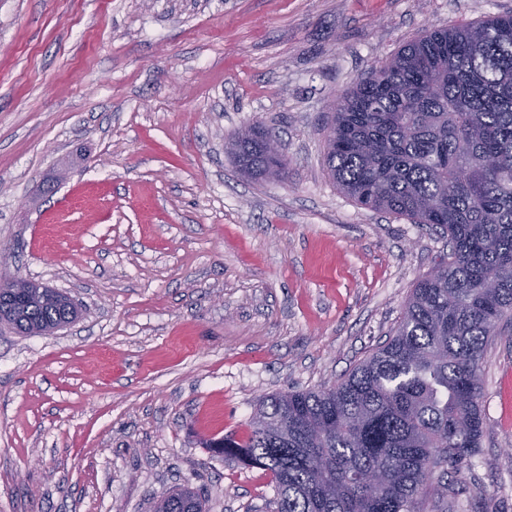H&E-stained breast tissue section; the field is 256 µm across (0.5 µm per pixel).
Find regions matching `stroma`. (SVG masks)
I'll use <instances>...</instances> for the list:
<instances>
[{"mask_svg": "<svg viewBox=\"0 0 512 512\" xmlns=\"http://www.w3.org/2000/svg\"><path fill=\"white\" fill-rule=\"evenodd\" d=\"M512 0H0V277L82 305L0 325V512H274L247 440L266 396L340 381L448 252L327 174L338 95L434 27ZM259 123L286 163L242 174ZM483 363L480 454L426 512H512V325ZM271 133L263 126H251L237 138L228 142L226 150L244 172L255 178L279 176L284 169L282 159L266 153L267 151L270 154H280L278 143ZM269 136L272 138L265 144V139ZM207 499L198 490L181 486L164 494L154 505L153 512H205Z\"/></svg>", "mask_w": 512, "mask_h": 512, "instance_id": "35a3bbf8", "label": "stroma"}]
</instances>
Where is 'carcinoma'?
Listing matches in <instances>:
<instances>
[{
	"label": "carcinoma",
	"mask_w": 512,
	"mask_h": 512,
	"mask_svg": "<svg viewBox=\"0 0 512 512\" xmlns=\"http://www.w3.org/2000/svg\"><path fill=\"white\" fill-rule=\"evenodd\" d=\"M333 109L329 177L357 205L446 234L448 258L345 378L266 397L245 443L209 447L271 472L274 512H421L433 472L481 451L483 361L512 319V14L426 32ZM269 136L254 125L226 150L244 172L278 176ZM67 301L30 283L22 296L0 295V324L51 333ZM206 505L181 486L153 512Z\"/></svg>",
	"instance_id": "carcinoma-1"
}]
</instances>
